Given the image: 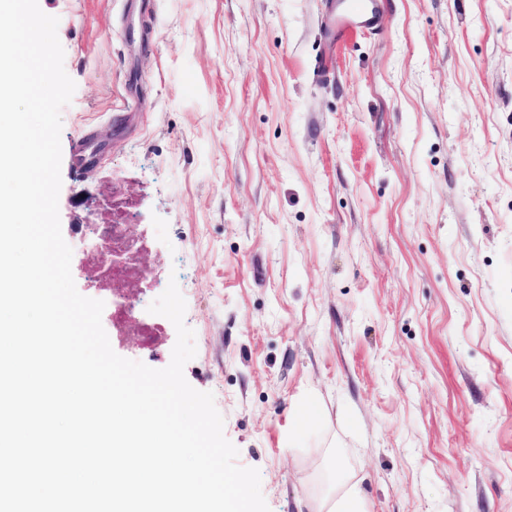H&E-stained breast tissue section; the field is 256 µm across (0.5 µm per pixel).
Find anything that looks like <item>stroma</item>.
Masks as SVG:
<instances>
[{"instance_id":"stroma-1","label":"stroma","mask_w":512,"mask_h":512,"mask_svg":"<svg viewBox=\"0 0 512 512\" xmlns=\"http://www.w3.org/2000/svg\"><path fill=\"white\" fill-rule=\"evenodd\" d=\"M151 2L38 0L76 84L61 145L103 141L88 173L62 156L66 242L111 218L87 194L137 199L147 277L195 333L185 378L270 512H310L336 469L369 512H512V0H378L339 41L331 0ZM154 321L145 349L102 314L161 369Z\"/></svg>"}]
</instances>
